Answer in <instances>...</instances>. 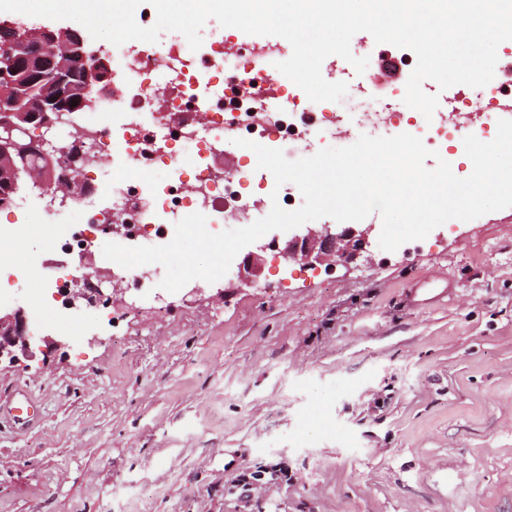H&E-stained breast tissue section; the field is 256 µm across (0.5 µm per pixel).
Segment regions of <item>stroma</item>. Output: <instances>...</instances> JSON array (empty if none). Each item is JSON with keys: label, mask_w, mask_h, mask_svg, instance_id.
Segmentation results:
<instances>
[{"label": "stroma", "mask_w": 512, "mask_h": 512, "mask_svg": "<svg viewBox=\"0 0 512 512\" xmlns=\"http://www.w3.org/2000/svg\"><path fill=\"white\" fill-rule=\"evenodd\" d=\"M79 221L0 240V265L68 263L51 242ZM380 233L327 275L277 232L117 332L93 306L72 335L32 278L30 337L66 346L0 368L38 409L0 418V512H512V207L393 252Z\"/></svg>", "instance_id": "35a3bbf8"}]
</instances>
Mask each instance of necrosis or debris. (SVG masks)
<instances>
[{
	"label": "necrosis or debris",
	"mask_w": 512,
	"mask_h": 512,
	"mask_svg": "<svg viewBox=\"0 0 512 512\" xmlns=\"http://www.w3.org/2000/svg\"><path fill=\"white\" fill-rule=\"evenodd\" d=\"M205 28L196 51L176 32L160 35L154 43L105 46L111 82L96 87L83 112L43 131V156L75 152L74 168L90 187L74 203L83 225L58 240V253L83 257L112 224L119 225L124 244L154 246L167 244L175 223L195 212L204 214L218 233L231 216L250 224L266 217L276 203L297 209L301 194L294 184L276 186L270 172L252 164L233 172L218 166L237 138L274 149L289 146L309 157L332 142L362 134L409 133L438 151L439 159L462 178L464 137L488 141L498 120L512 117V86L497 79L478 89L460 86L440 100L429 120L404 103V85L375 93L371 82L383 55L393 56L408 72L416 56L374 42L352 46L353 55L368 58L369 65L350 81L344 100L311 102L285 77L272 96L266 84L284 43L239 39L234 30L210 22ZM475 99L483 104L480 124L456 123ZM11 209L15 220L0 225V236L13 235L38 218L52 223L65 215L58 195L39 184L14 200ZM163 276L160 265L149 264L123 270L121 280L125 294L145 309L162 296Z\"/></svg>",
	"instance_id": "obj_1"
}]
</instances>
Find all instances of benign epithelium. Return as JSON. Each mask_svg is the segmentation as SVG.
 Segmentation results:
<instances>
[{"label":"benign epithelium","mask_w":512,"mask_h":512,"mask_svg":"<svg viewBox=\"0 0 512 512\" xmlns=\"http://www.w3.org/2000/svg\"><path fill=\"white\" fill-rule=\"evenodd\" d=\"M18 33V29H12L8 41L0 44V83L20 86L28 79L42 87V95L33 109L22 105L26 98L23 93L15 103H0V160H7L10 166V179L5 192L0 194L3 197L0 205L4 207L8 192L17 189L22 180L14 161L26 158L35 146L30 126H49L64 121V116L71 111V101L85 102L90 82H108L112 78L107 63L87 48L84 38L77 32L45 27L37 45L26 44ZM57 43L68 46L70 70L80 74L79 82L69 84L63 76L64 69L51 53V47ZM368 233L367 228L359 232L350 227L338 230L330 224L308 227L303 234L288 241L283 256L312 269L320 266L330 273L337 265L356 259ZM104 298L108 295L102 289L89 290L77 278L69 289L68 306L79 309L96 305ZM33 356L24 310L0 312V365L15 366Z\"/></svg>","instance_id":"1"}]
</instances>
